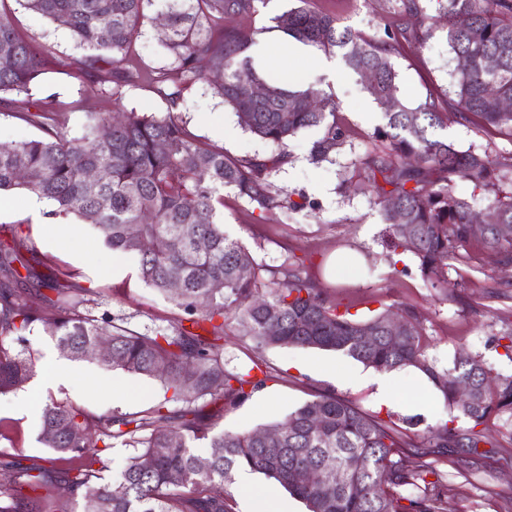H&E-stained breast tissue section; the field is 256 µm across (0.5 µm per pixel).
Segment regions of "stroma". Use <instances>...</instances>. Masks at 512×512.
<instances>
[{"mask_svg":"<svg viewBox=\"0 0 512 512\" xmlns=\"http://www.w3.org/2000/svg\"><path fill=\"white\" fill-rule=\"evenodd\" d=\"M298 0H265L258 14L235 19L238 27L256 30L259 41L279 37L272 19L297 6ZM395 0H308L311 8L336 15L340 25L361 31L365 37L383 39L392 21ZM144 9L150 16L131 44L122 64L131 78L115 83L110 65L79 69L72 59L84 57L69 31L24 9L18 0H0V14L8 17L29 42L43 51L48 70L33 85L31 99L46 105L64 124L68 135L81 137L94 112L119 110L164 114L165 98L149 75L168 67L161 43L162 31L153 23L154 0ZM317 49L304 47L283 55L279 78L298 87L310 84L331 93L340 105L336 123L343 131L341 145L329 160L313 163L311 148L316 129L300 132L287 147L288 161L269 178L273 195L300 202L297 210H254L235 190L224 192L226 232L244 242L263 264L277 267L284 261H301L304 270L350 313L359 317L388 309L413 307L420 315L429 344L428 355L438 368L451 365L457 351L481 355L494 372L512 374L508 358L497 339L512 330V259L482 250L471 241L466 251L479 270L451 262L448 289L439 291L423 282L416 266L396 264L383 243L385 225L381 207L367 195L344 192L354 162L376 147L375 128L383 123L382 108L370 96L364 81L350 70L334 78L314 61ZM398 73L400 97L409 104L434 95L440 107L453 97L457 61L446 39L445 26H435L425 48H416L411 35L398 39L392 56ZM178 114L200 141L223 148L235 158L262 157L266 144L246 132L232 110L204 82L182 93ZM445 136L460 150L496 154L512 151V136L479 123L449 122ZM29 193L13 190L0 194L9 204L0 213V238L16 239L21 248L36 250L39 259L54 269L62 286L77 300L90 299L99 309L126 317L131 327L159 330L180 316L175 304L147 287L137 273V260L107 248L93 225L77 216L67 223L77 229L74 245L52 241L29 210ZM228 369L242 371L260 361L271 374L265 387L243 405L225 411L218 427L230 433L249 432L283 419L318 392L328 391L354 401L368 414L401 417L403 409L378 405L374 387L350 386L344 377L354 361L343 354L313 348H269L256 351L249 337L236 328L226 329L222 340ZM36 367L26 390L37 404L56 401L101 415L147 409L161 393L157 380L115 371L94 359L82 360L85 372L68 381H52V358L60 357L54 338L35 329L28 337ZM336 367L326 376V364ZM15 393L0 395V489L10 487L8 461L25 466L61 468V461L39 440L40 417L17 411ZM444 490L441 512H512V445L473 456L463 466L457 456L445 457L437 466Z\"/></svg>","mask_w":512,"mask_h":512,"instance_id":"obj_1","label":"stroma"}]
</instances>
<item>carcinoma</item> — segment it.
Segmentation results:
<instances>
[{
	"instance_id": "carcinoma-1",
	"label": "carcinoma",
	"mask_w": 512,
	"mask_h": 512,
	"mask_svg": "<svg viewBox=\"0 0 512 512\" xmlns=\"http://www.w3.org/2000/svg\"><path fill=\"white\" fill-rule=\"evenodd\" d=\"M31 12L62 23L72 38L90 52L74 66L99 61L121 63L127 47L143 26L147 0H20ZM264 0H161L168 19L163 40L170 65L149 74L160 85L168 111L156 116L130 112L118 124L112 115L92 116L85 134L70 138L57 114L42 110L21 95L46 73V59L0 15V107L40 127L38 139L0 142V191L24 189L56 205L53 214L72 213L97 230L118 254H133L140 279L182 310V316L157 331L132 328L127 319L79 309L57 279L38 276L41 286L57 293L52 313L39 309L27 293L13 287L19 268L34 275L29 261L14 247L0 243V394L13 392L30 379L35 363L26 333L37 324L63 353L87 358L86 351L107 341L110 357L102 363L156 378L165 396L133 413L90 415L49 402L42 411L40 441L69 463L54 471L40 466L14 470L12 485L0 496V512H41L35 492L65 482L80 499L82 512H234L233 499L216 487L230 483L243 467L264 475L305 503L307 512H439L441 492L426 482L430 464L410 467L412 456H444L457 448L490 443L493 427L512 428V375H497L494 388L482 386L493 374L478 355L462 354L453 366L440 369L426 351L423 325L412 308L402 310L405 335L394 341L384 333L387 311L356 318L307 276L301 265L269 268L250 249L224 232L220 207L231 188L264 212L300 204L280 200L270 190V174L285 163L288 140L317 127L322 137L312 159L328 158L341 144L336 125L339 105L315 86L292 89L262 78L249 49L254 31L225 27L231 17L252 16ZM423 16L420 0H396L393 25L406 33L409 21ZM448 46L458 60L451 106L459 122L477 118L481 125L512 134V0H445ZM275 27L296 41L338 53L358 75L370 71L366 89L384 106L383 126L373 137L387 149L367 153L357 164L354 188L392 198L396 208H382L388 247L411 257L432 288L448 287V261L472 238L470 225L479 215L457 192L467 183L494 194L488 211L502 224H512V152L492 156L462 151L437 134L446 127L444 113L432 95L413 106L398 96L395 46L368 41L350 27L340 29L327 13L302 7L273 18ZM207 82L236 114L240 125L264 141L269 155L238 159L208 146L183 125L177 107L182 91ZM261 85L264 98L242 99V84ZM288 120H282V113ZM112 128L105 137L102 130ZM165 143L160 149L158 143ZM97 170L101 178L87 179ZM487 252L512 254V236L492 226L481 236ZM19 266H14V263ZM178 281L181 288L173 291ZM264 283L265 292L258 284ZM276 323L278 334L267 327ZM234 324L255 350L306 347L336 351L378 371L407 366L423 371L447 406L468 421L460 429L449 422L427 427L421 440L410 434L415 416L383 420L351 401L316 393L284 419L245 433L216 430L207 404L236 408L263 389L271 375L231 371L218 344L224 328ZM374 342H361L365 330ZM467 380L476 389L466 402L455 386ZM178 409H169L170 404ZM321 426H314L315 421ZM278 434L271 451L263 437ZM119 443L134 449L117 482L95 468L100 448ZM205 449L199 453L198 449ZM305 462L321 468L338 466L347 479L336 487L304 484L293 471ZM414 486L409 498L400 488Z\"/></svg>"
}]
</instances>
